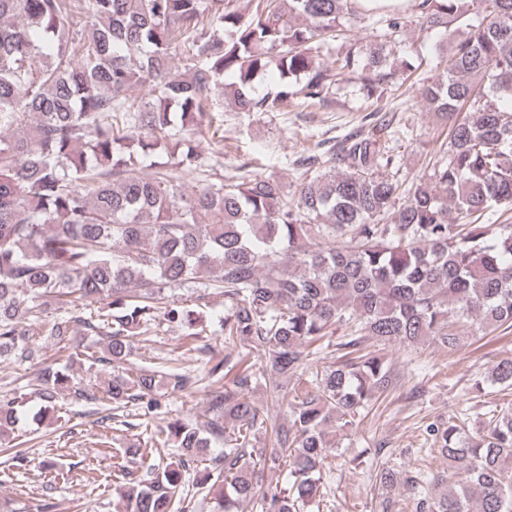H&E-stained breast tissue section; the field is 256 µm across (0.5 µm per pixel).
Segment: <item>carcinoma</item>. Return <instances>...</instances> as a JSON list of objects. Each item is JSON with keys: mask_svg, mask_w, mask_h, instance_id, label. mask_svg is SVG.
Returning <instances> with one entry per match:
<instances>
[{"mask_svg": "<svg viewBox=\"0 0 512 512\" xmlns=\"http://www.w3.org/2000/svg\"><path fill=\"white\" fill-rule=\"evenodd\" d=\"M410 16L426 30L464 26L422 92L448 126L442 155L407 179L390 153L395 117L376 107L368 129L294 161L292 192L273 172L224 179L209 91L242 112L327 108L355 76L378 101L418 70L387 50ZM363 21L362 41L336 48L346 24ZM268 72L280 76L272 97L256 87ZM510 104L512 0H256L250 12L226 0H0V360L38 365L41 418L65 391L153 414L164 406L155 370L117 374L100 396L41 358L35 337L67 348L102 336L105 355L89 360L116 365L160 317L195 341V311L171 292L205 275L196 301L224 297V359L206 371L211 418L173 419L154 444L184 468L224 444L204 478L217 486L215 512L245 500L252 512H305L329 458L392 387L378 347L452 350L475 325L512 327ZM50 301L60 314L47 322ZM339 327L336 362L320 368ZM241 344L254 361L235 353ZM267 374L276 398L294 380L281 420L250 398ZM487 380L511 389L512 358ZM164 381L171 393L199 385L189 370ZM20 407L0 400V440ZM481 416L476 435L466 409L429 428L439 448L427 452L457 480L431 497L424 486L438 476H408L415 512H512V407ZM260 433L270 447L252 445ZM281 467L287 486L265 484ZM181 480L167 469L129 482L127 512H184Z\"/></svg>", "mask_w": 512, "mask_h": 512, "instance_id": "cac0c4a2", "label": "carcinoma"}]
</instances>
